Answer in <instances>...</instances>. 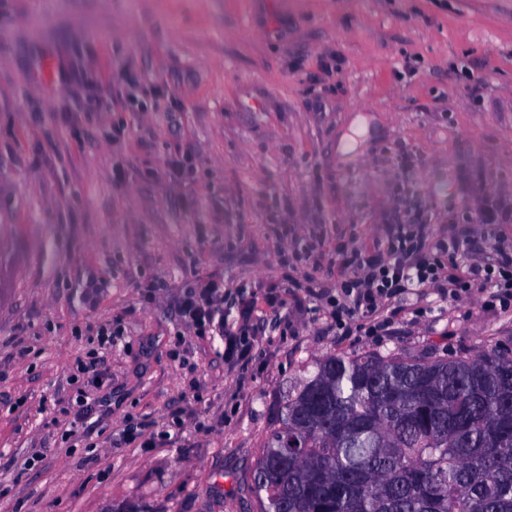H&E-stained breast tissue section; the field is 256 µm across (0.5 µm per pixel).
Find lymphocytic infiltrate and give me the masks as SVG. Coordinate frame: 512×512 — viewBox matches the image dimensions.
Masks as SVG:
<instances>
[{
    "label": "lymphocytic infiltrate",
    "mask_w": 512,
    "mask_h": 512,
    "mask_svg": "<svg viewBox=\"0 0 512 512\" xmlns=\"http://www.w3.org/2000/svg\"><path fill=\"white\" fill-rule=\"evenodd\" d=\"M432 215V207L411 204L409 191L398 193L387 219L393 232L378 239L371 251L353 253L339 270L338 293L326 297L323 317L337 335H387L393 316L406 311L407 300L427 288L451 303L479 296L484 312L512 311V248L497 245L490 256L468 258L457 239L419 234V226ZM177 312L180 322L199 335L223 337L227 360L256 354L252 303L245 291H237L236 313L231 316L224 312L222 282L193 281L186 284ZM122 333L117 321L99 326L100 353L75 360L70 375L74 395L60 408L72 426L86 425L94 414L95 401L87 387L106 373L103 353Z\"/></svg>",
    "instance_id": "1"
}]
</instances>
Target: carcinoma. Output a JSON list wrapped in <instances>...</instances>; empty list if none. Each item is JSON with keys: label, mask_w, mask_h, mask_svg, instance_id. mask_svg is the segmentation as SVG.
Listing matches in <instances>:
<instances>
[{"label": "carcinoma", "mask_w": 512, "mask_h": 512, "mask_svg": "<svg viewBox=\"0 0 512 512\" xmlns=\"http://www.w3.org/2000/svg\"><path fill=\"white\" fill-rule=\"evenodd\" d=\"M250 491L261 512H512V354L320 361Z\"/></svg>", "instance_id": "cac0c4a2"}]
</instances>
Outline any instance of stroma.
Segmentation results:
<instances>
[{"instance_id": "stroma-1", "label": "stroma", "mask_w": 512, "mask_h": 512, "mask_svg": "<svg viewBox=\"0 0 512 512\" xmlns=\"http://www.w3.org/2000/svg\"><path fill=\"white\" fill-rule=\"evenodd\" d=\"M406 185L438 211L427 236L512 246V0H0V512H259L260 452L318 361L512 350V313L434 294L377 342L291 296L280 337L266 298L310 271L281 252L372 249ZM195 279L250 291L259 356L182 327ZM114 320L100 433L77 441L58 403ZM131 419L141 442L111 447Z\"/></svg>"}]
</instances>
